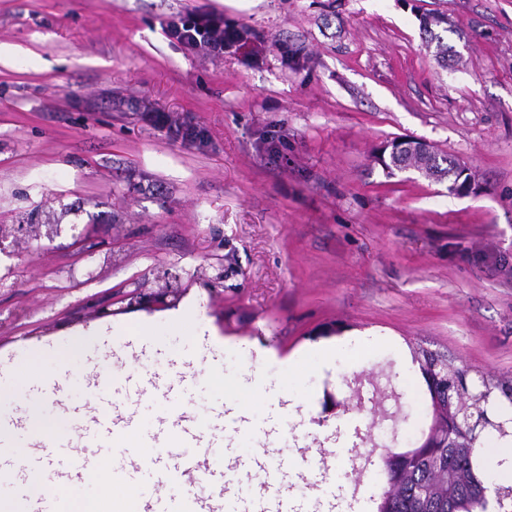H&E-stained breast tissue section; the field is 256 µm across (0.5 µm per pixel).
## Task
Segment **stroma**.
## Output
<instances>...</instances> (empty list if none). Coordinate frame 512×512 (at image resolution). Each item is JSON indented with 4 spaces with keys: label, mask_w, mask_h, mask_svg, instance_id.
I'll list each match as a JSON object with an SVG mask.
<instances>
[{
    "label": "stroma",
    "mask_w": 512,
    "mask_h": 512,
    "mask_svg": "<svg viewBox=\"0 0 512 512\" xmlns=\"http://www.w3.org/2000/svg\"><path fill=\"white\" fill-rule=\"evenodd\" d=\"M416 5L461 28V64L437 65L405 0H0V225L83 233H23L0 260V426L19 462L33 415L94 413L89 373L179 382L197 416L248 375L271 450L326 455L315 425L339 430L362 469L345 512H375L364 434L385 411L396 447L429 432L414 352L512 378V0ZM194 10L246 47L170 41L167 21ZM396 137L455 157L481 192L387 174ZM368 330L376 346L298 379L302 410L274 409L289 362ZM38 489L63 512H114L116 492L88 481Z\"/></svg>",
    "instance_id": "stroma-1"
}]
</instances>
